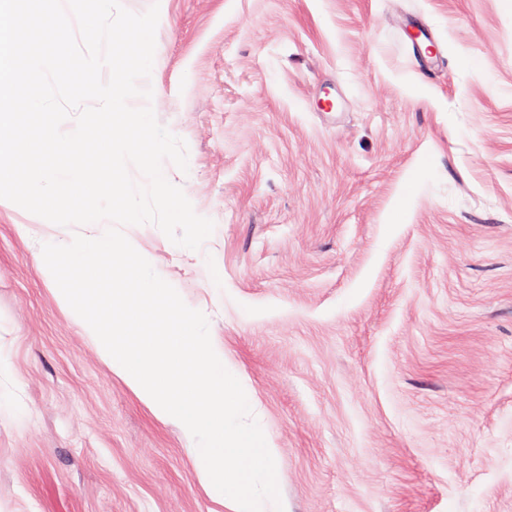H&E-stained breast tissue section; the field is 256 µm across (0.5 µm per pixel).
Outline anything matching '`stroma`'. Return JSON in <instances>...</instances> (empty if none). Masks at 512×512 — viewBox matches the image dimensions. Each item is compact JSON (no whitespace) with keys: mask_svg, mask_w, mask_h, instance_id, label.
I'll return each mask as SVG.
<instances>
[{"mask_svg":"<svg viewBox=\"0 0 512 512\" xmlns=\"http://www.w3.org/2000/svg\"><path fill=\"white\" fill-rule=\"evenodd\" d=\"M121 2L159 6L138 85L215 224L123 232L254 396L284 512H512V0ZM85 232L0 199V512H213L36 258ZM407 29L408 36L411 40L410 48L417 52L423 53L422 45L425 42H428L429 45L425 48L426 57L431 59L436 58L438 55V50L435 44V41L427 30L420 28L410 22L404 24Z\"/></svg>","mask_w":512,"mask_h":512,"instance_id":"stroma-1","label":"stroma"}]
</instances>
